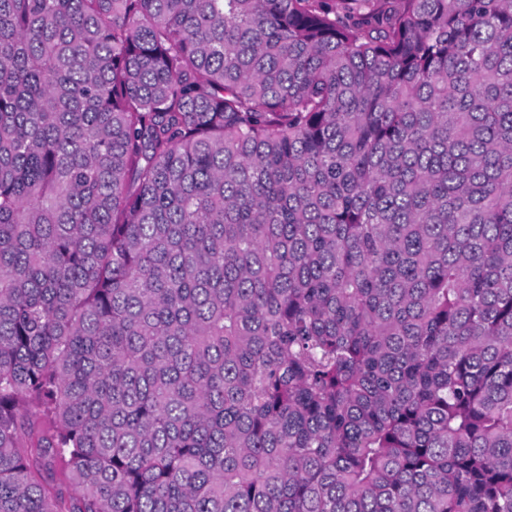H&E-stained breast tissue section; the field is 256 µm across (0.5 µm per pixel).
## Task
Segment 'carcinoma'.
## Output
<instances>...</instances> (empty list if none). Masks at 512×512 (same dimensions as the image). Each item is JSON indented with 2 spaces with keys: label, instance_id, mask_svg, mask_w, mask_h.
I'll use <instances>...</instances> for the list:
<instances>
[{
  "label": "carcinoma",
  "instance_id": "carcinoma-1",
  "mask_svg": "<svg viewBox=\"0 0 512 512\" xmlns=\"http://www.w3.org/2000/svg\"><path fill=\"white\" fill-rule=\"evenodd\" d=\"M0 512H512V0H0ZM67 465L64 462H56L50 470H38L35 474L53 491H58L67 499L79 496L76 485L69 479Z\"/></svg>",
  "mask_w": 512,
  "mask_h": 512
}]
</instances>
